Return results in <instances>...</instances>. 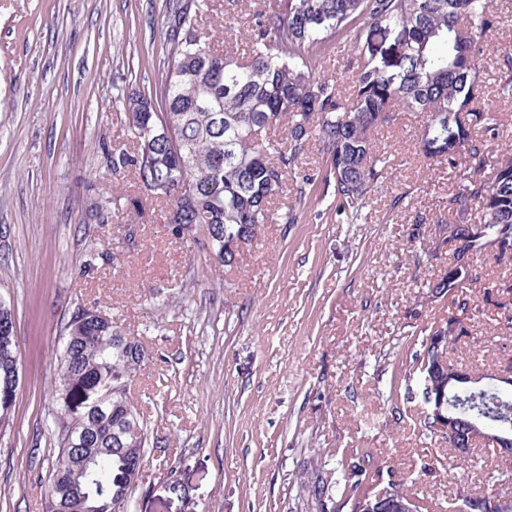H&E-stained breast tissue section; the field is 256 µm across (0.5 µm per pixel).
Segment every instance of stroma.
Instances as JSON below:
<instances>
[{
    "label": "stroma",
    "instance_id": "35a3bbf8",
    "mask_svg": "<svg viewBox=\"0 0 512 512\" xmlns=\"http://www.w3.org/2000/svg\"><path fill=\"white\" fill-rule=\"evenodd\" d=\"M168 3L0 0V300L19 343L0 512H44L59 334L77 305L95 302L146 351L131 397L149 449L131 512H308L298 470L348 448L383 452L384 479L460 512L457 486L481 490L504 461L488 446L450 458L421 428L418 375L391 385L415 327L454 312L430 284L453 255L437 223L457 172L422 158L421 118L374 133L391 163L367 222L337 216L318 181L296 223L267 225L231 267L209 264L204 231L173 235L168 204L147 207L133 239L129 211L90 217L92 203L138 192L108 150L127 139L119 95L163 67ZM491 7L499 23L483 69L502 149L512 146V95L498 88L497 62L512 47V0ZM398 193L404 204L391 208ZM417 209L429 223L413 226ZM476 303L450 358L491 372L512 359V331L484 295ZM393 390L399 421L388 416Z\"/></svg>",
    "mask_w": 512,
    "mask_h": 512
}]
</instances>
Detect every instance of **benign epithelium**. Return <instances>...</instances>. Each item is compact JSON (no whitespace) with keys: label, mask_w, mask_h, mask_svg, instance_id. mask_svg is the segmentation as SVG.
Returning <instances> with one entry per match:
<instances>
[{"label":"benign epithelium","mask_w":512,"mask_h":512,"mask_svg":"<svg viewBox=\"0 0 512 512\" xmlns=\"http://www.w3.org/2000/svg\"><path fill=\"white\" fill-rule=\"evenodd\" d=\"M423 387L427 413L435 418L434 428L439 434L454 444L456 457L468 458L471 447L485 443L496 449L498 456L509 462L512 460V431L503 429L494 432L473 418L458 419L447 412L446 391L455 387L479 388L486 378L497 382L499 386L512 388V364L500 365L496 372L487 376L466 368H455L448 372V382L436 378L437 367L424 366ZM466 503L475 506L481 512H512V495L501 492L485 494L479 499H468ZM359 512H415L414 501L407 495L391 491L374 498H365L359 505Z\"/></svg>","instance_id":"obj_1"}]
</instances>
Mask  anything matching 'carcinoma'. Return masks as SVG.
<instances>
[{
    "instance_id": "carcinoma-1",
    "label": "carcinoma",
    "mask_w": 512,
    "mask_h": 512,
    "mask_svg": "<svg viewBox=\"0 0 512 512\" xmlns=\"http://www.w3.org/2000/svg\"><path fill=\"white\" fill-rule=\"evenodd\" d=\"M211 7V0H174L163 71L146 89L118 98L131 145L112 147V170L172 203L174 235L192 237L207 225L208 261L230 266L263 225L295 223L318 179L333 185L336 214L352 224L367 219L390 168L371 135L412 112L424 117L423 156L462 170L448 194L462 249L481 255L491 241H504L509 255L496 259L512 265V149L485 171L501 127L482 98L486 39L498 24L487 0H262L246 17L244 60L207 31ZM347 38L342 87L321 62ZM497 79L511 95V52L503 53ZM313 143L328 158L323 171L299 167ZM287 177L294 197L277 215L270 204ZM475 210L478 235L468 229ZM476 283L470 264L448 263L432 288L455 313L420 327V349L406 370L421 372L428 337L450 322L458 337L469 335ZM494 295L512 300V276L488 284L486 298ZM96 311L102 317L89 320L78 305L64 328L56 397L69 416L56 422L46 512H129L134 467L147 458L148 425L130 398L144 347ZM18 363L14 309L0 300V430L9 426L12 403L3 393L18 389ZM452 398L512 422V398L486 392L473 399L462 390ZM376 463L374 449L353 448L333 467L303 470L300 487L317 512H355L363 498L401 488L376 477Z\"/></svg>"
}]
</instances>
